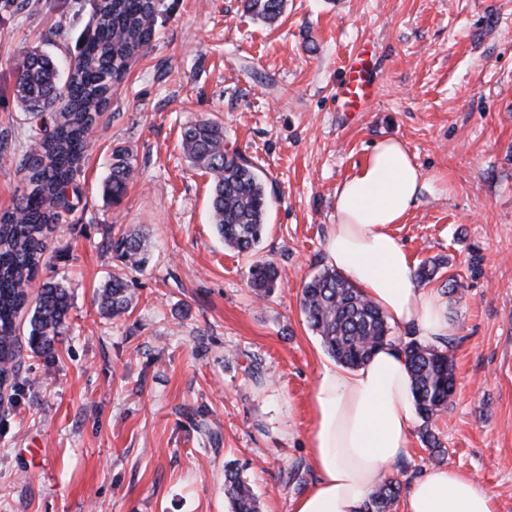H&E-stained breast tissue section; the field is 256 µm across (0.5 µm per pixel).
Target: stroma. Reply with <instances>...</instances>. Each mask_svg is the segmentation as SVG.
Returning a JSON list of instances; mask_svg holds the SVG:
<instances>
[{
	"instance_id": "35a3bbf8",
	"label": "stroma",
	"mask_w": 512,
	"mask_h": 512,
	"mask_svg": "<svg viewBox=\"0 0 512 512\" xmlns=\"http://www.w3.org/2000/svg\"><path fill=\"white\" fill-rule=\"evenodd\" d=\"M98 4L0 0V212L38 129L13 95L18 66L35 47L67 70ZM367 45L375 93L342 111L344 64ZM203 118L267 183L257 255L225 249L210 177L182 154V127ZM388 138L427 180L395 231L415 263H441L430 286L457 380L434 421L444 460L417 441L388 475L407 487L441 464L512 512V0H286L272 25L244 0H156L152 40L112 87L31 285L65 280L72 307L56 351L22 347L21 390L0 391V512H228V463L262 512H290L316 480L312 397L333 363L302 287L326 265L337 186ZM117 147L136 174L115 204L101 183ZM130 227L150 234L141 271L109 246ZM257 257L282 275L263 300L247 281ZM115 276L133 294L118 320L95 302Z\"/></svg>"
}]
</instances>
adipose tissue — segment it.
I'll return each mask as SVG.
<instances>
[{"label": "adipose tissue", "instance_id": "obj_1", "mask_svg": "<svg viewBox=\"0 0 512 512\" xmlns=\"http://www.w3.org/2000/svg\"><path fill=\"white\" fill-rule=\"evenodd\" d=\"M425 183L400 141H381L337 188L325 252L328 264L392 325L434 344L448 334L442 299L418 283L414 261L393 232ZM412 406L410 375L396 348L378 349L356 370L323 367L312 399L310 458L317 480L292 499L291 512H364L388 466L409 453ZM402 512H496V502L471 476L438 467L413 481Z\"/></svg>", "mask_w": 512, "mask_h": 512}]
</instances>
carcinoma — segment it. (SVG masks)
Returning a JSON list of instances; mask_svg holds the SVG:
<instances>
[{
    "label": "carcinoma",
    "instance_id": "obj_1",
    "mask_svg": "<svg viewBox=\"0 0 512 512\" xmlns=\"http://www.w3.org/2000/svg\"><path fill=\"white\" fill-rule=\"evenodd\" d=\"M284 6L285 0H245L246 10L266 22L277 21ZM154 20V0H101L94 27L63 85L52 57L38 49L24 54L14 94L33 115L50 116L51 125L19 166L23 189L13 209L0 215V386L9 383L16 388L21 313H30L28 346L36 353H53L67 328L71 308L67 284L46 281L33 297L29 285L39 274L47 232L63 213L73 210L68 188L89 147L107 94L124 78L132 61L144 54ZM181 148L193 167L210 175L211 220L224 245L239 253H257L266 231L269 202L253 165L224 149V125L212 119L187 123L181 130ZM134 171L130 153H113L112 168L103 182V192L112 202L123 198ZM149 243V235L138 229L112 238L111 248L127 268L140 271L149 259ZM248 281L265 298L278 288L281 274L273 263L257 260L249 267ZM98 304L112 318L124 316L131 307L127 282L108 281ZM301 309L326 352L344 367L362 366L383 346L397 347L411 377L413 402L421 419L420 440L425 447L443 453L433 421L447 409L455 391L450 339L445 337L434 345L413 335L393 336L383 312L334 269L319 272L304 285ZM400 493V482L384 481L370 494L365 512H392ZM224 495L232 512H260L251 487L229 464L224 466Z\"/></svg>",
    "mask_w": 512,
    "mask_h": 512
}]
</instances>
